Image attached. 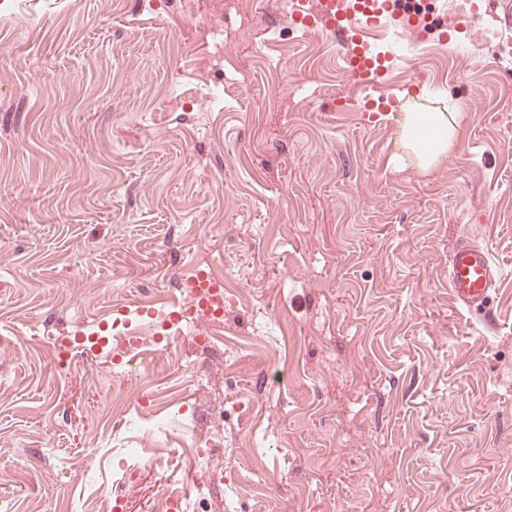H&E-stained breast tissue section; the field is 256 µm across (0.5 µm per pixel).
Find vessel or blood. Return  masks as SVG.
I'll list each match as a JSON object with an SVG mask.
<instances>
[{
	"instance_id": "1",
	"label": "vessel or blood",
	"mask_w": 512,
	"mask_h": 512,
	"mask_svg": "<svg viewBox=\"0 0 512 512\" xmlns=\"http://www.w3.org/2000/svg\"><path fill=\"white\" fill-rule=\"evenodd\" d=\"M393 9L386 0H291L290 18L302 27L320 24L345 45L344 70L357 84L370 87L384 76L389 54H373L361 36L366 28L387 27ZM500 279L489 252L469 240H460L448 259V288L456 303L467 312L492 321L490 300ZM224 303V286L205 271L185 285L181 311L171 313L166 329L175 332L183 315L204 320L213 306Z\"/></svg>"
}]
</instances>
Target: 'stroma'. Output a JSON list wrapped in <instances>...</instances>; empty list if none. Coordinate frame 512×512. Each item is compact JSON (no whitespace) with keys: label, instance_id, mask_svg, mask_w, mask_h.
Returning <instances> with one entry per match:
<instances>
[{"label":"stroma","instance_id":"stroma-1","mask_svg":"<svg viewBox=\"0 0 512 512\" xmlns=\"http://www.w3.org/2000/svg\"><path fill=\"white\" fill-rule=\"evenodd\" d=\"M472 3L365 88L288 0H0V512H512V0ZM399 110L452 115L447 159ZM465 237L491 330L448 288ZM192 268L224 325L143 348L150 406L106 380L125 326L58 369ZM499 279V268L485 248L468 239L456 244L448 259V288L462 309L491 323L490 300Z\"/></svg>","mask_w":512,"mask_h":512}]
</instances>
